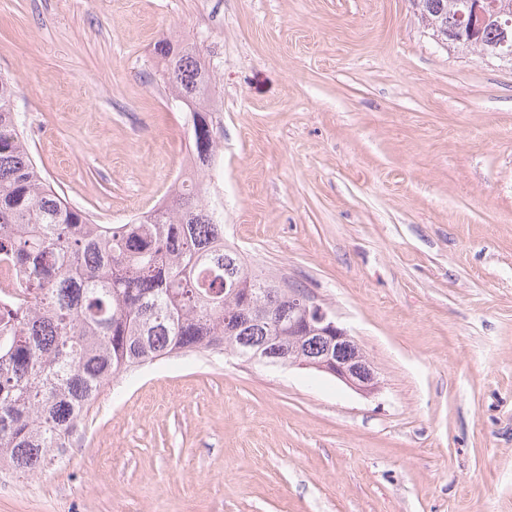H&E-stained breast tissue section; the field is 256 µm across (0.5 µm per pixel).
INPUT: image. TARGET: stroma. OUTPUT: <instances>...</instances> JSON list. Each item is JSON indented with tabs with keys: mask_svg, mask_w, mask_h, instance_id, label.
I'll return each instance as SVG.
<instances>
[{
	"mask_svg": "<svg viewBox=\"0 0 512 512\" xmlns=\"http://www.w3.org/2000/svg\"><path fill=\"white\" fill-rule=\"evenodd\" d=\"M196 44L224 115V240L309 290L379 378L187 353L106 386L0 512H512V66L409 0H0L43 178L100 224L161 206Z\"/></svg>",
	"mask_w": 512,
	"mask_h": 512,
	"instance_id": "1",
	"label": "stroma"
}]
</instances>
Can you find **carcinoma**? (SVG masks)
Wrapping results in <instances>:
<instances>
[{
  "label": "carcinoma",
  "instance_id": "carcinoma-1",
  "mask_svg": "<svg viewBox=\"0 0 512 512\" xmlns=\"http://www.w3.org/2000/svg\"><path fill=\"white\" fill-rule=\"evenodd\" d=\"M458 0H419L432 33L457 27ZM512 29L490 11L479 36L447 46L498 57ZM157 50L177 94L193 95L191 154L205 167L218 146L209 76L197 46ZM11 79L0 75V262L26 296L0 302V466L35 475L70 437L118 374L192 351H222L224 337L272 335L287 303L278 281L224 243L223 205L182 181L168 204L129 224H98L50 185L30 154ZM267 292L262 320L224 283Z\"/></svg>",
  "mask_w": 512,
  "mask_h": 512
}]
</instances>
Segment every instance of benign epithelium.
Here are the masks:
<instances>
[{
    "mask_svg": "<svg viewBox=\"0 0 512 512\" xmlns=\"http://www.w3.org/2000/svg\"><path fill=\"white\" fill-rule=\"evenodd\" d=\"M469 38L477 35L484 16L481 0L466 4ZM288 292V352L279 347V338L269 337L255 353L242 352L251 360L270 364L301 366L327 373L346 385L371 391L378 385V372L357 341L339 326L333 315L311 293L290 286Z\"/></svg>",
    "mask_w": 512,
    "mask_h": 512,
    "instance_id": "obj_1",
    "label": "benign epithelium"
}]
</instances>
